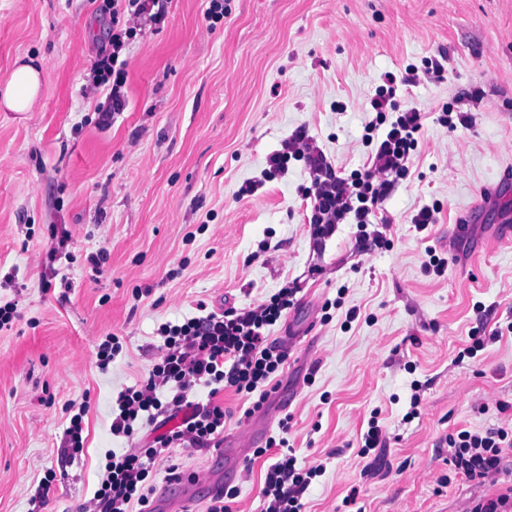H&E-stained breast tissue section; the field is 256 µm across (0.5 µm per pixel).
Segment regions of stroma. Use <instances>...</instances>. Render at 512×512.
<instances>
[{
	"instance_id": "obj_1",
	"label": "stroma",
	"mask_w": 512,
	"mask_h": 512,
	"mask_svg": "<svg viewBox=\"0 0 512 512\" xmlns=\"http://www.w3.org/2000/svg\"><path fill=\"white\" fill-rule=\"evenodd\" d=\"M172 0L123 53L126 104L98 125L104 92L90 72L107 37L93 0H0V82L17 58L43 64L32 111L0 112V300L20 319L0 332V512H28L53 475L43 512H87L113 436L112 401L149 377L166 322L258 303L300 280L274 337L288 359L268 404L246 415L224 391L225 446L176 449L190 486L160 483L155 512H204L237 486L233 512H260L278 449L254 448L290 417L288 446L320 466L307 512H467L484 486L449 473L448 435L512 425V0ZM444 67L402 84L407 66ZM401 108L424 114L408 175L385 203L389 244L361 253L340 225L316 254L310 180L300 162L262 180L268 156L305 128L341 176L362 167L364 126L387 75ZM468 115L451 131L442 112ZM437 205L435 224L412 218ZM67 230L60 241L57 233ZM64 255L50 259L51 247ZM448 258L426 270V247ZM107 252L102 274L90 255ZM51 291H44L43 280ZM332 308H325V301ZM357 317L347 320L348 310ZM501 329L475 357L472 331ZM122 349L107 369L98 346ZM420 414L411 422L412 385ZM83 403L84 450L63 455L70 403ZM389 446L361 456L370 418Z\"/></svg>"
}]
</instances>
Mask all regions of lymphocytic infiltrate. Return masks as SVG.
Segmentation results:
<instances>
[{"instance_id":"lymphocytic-infiltrate-1","label":"lymphocytic infiltrate","mask_w":512,"mask_h":512,"mask_svg":"<svg viewBox=\"0 0 512 512\" xmlns=\"http://www.w3.org/2000/svg\"><path fill=\"white\" fill-rule=\"evenodd\" d=\"M168 3L103 0L99 11L109 16L111 27L108 44L99 49L91 68L93 88L109 90L98 107L100 124H109L113 112L124 105L127 76L118 60L135 36L137 22L160 21ZM394 96V88L389 87L372 99L375 117L366 124L363 136L367 158L362 169L349 177L339 176L332 161L302 130L282 140L280 149L269 155L262 178L287 171L292 160L301 162L310 177L305 196L311 206L310 236L315 249H322L349 216L362 230L359 251L386 244L391 219L385 202L397 181L408 175L423 128L421 112L398 110ZM298 291L297 282L292 281L257 304L160 325V359L146 382L119 392L110 430L114 436L130 439L161 416L173 427L155 435L147 447L106 453L104 473L94 493L100 512H148L156 476L164 475L170 483L181 477L176 448L220 447L226 412L215 398L221 391L253 397V410L263 408L288 358L283 345L270 338L269 329L294 307ZM199 385L208 389L207 403L189 399ZM447 443L454 475L497 486L496 492L475 501L469 512H512V485L497 484L506 455L512 452V427L482 434L463 430L448 437ZM279 445L282 452L268 468L260 491L261 512H305L303 496L323 470L298 467L287 439H280Z\"/></svg>"}]
</instances>
